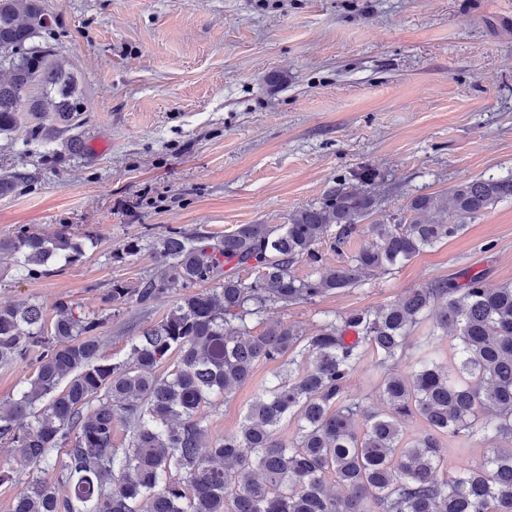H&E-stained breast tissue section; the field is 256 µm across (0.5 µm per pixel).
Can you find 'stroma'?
<instances>
[{
	"label": "stroma",
	"instance_id": "stroma-1",
	"mask_svg": "<svg viewBox=\"0 0 512 512\" xmlns=\"http://www.w3.org/2000/svg\"><path fill=\"white\" fill-rule=\"evenodd\" d=\"M49 46L77 76L78 128L52 149L0 136V239L61 225L97 244L51 277L0 275V305L29 300L101 319L99 354L124 360L167 302L113 312L114 282L154 273L152 249L113 260L133 236L172 229L221 237L287 223L363 167L377 173L379 220L423 193L512 174V0H41ZM78 139L79 151L66 141ZM512 283V201L389 274L273 309L311 335L324 319L397 301L464 271ZM273 364L210 408L211 433L239 429Z\"/></svg>",
	"mask_w": 512,
	"mask_h": 512
}]
</instances>
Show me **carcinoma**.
I'll return each instance as SVG.
<instances>
[{
  "label": "carcinoma",
  "mask_w": 512,
  "mask_h": 512,
  "mask_svg": "<svg viewBox=\"0 0 512 512\" xmlns=\"http://www.w3.org/2000/svg\"><path fill=\"white\" fill-rule=\"evenodd\" d=\"M46 28L40 0H0V67L9 73L0 81V135L25 125L31 139L51 141L59 126L78 123L72 72L35 43ZM376 178L359 169L353 183L292 211L286 224H240L216 240L160 236L153 249L163 267L133 286L112 284L107 300L147 306L175 285L191 292L143 328L122 361L99 360L96 318L63 309L48 323L36 303L0 306V363L33 368L16 397L0 403V445L14 449L16 475H29L13 512H512V283L488 288L482 272L433 280L394 304L327 319L311 336L264 318L350 288L365 271L388 274L512 200V175L489 176L448 196L418 195L409 215L366 226L379 204ZM364 229L369 241L346 255ZM90 241L66 226L51 239L23 229L0 239V272L47 277L82 258ZM325 242L343 264L296 276L298 262L320 263ZM143 248L135 236L113 257ZM246 270L253 280L241 277ZM200 284L208 288L192 291ZM422 325L426 334L412 335ZM367 350L382 410L346 395ZM277 362L239 430L206 443L203 409L229 398L256 365ZM291 418L297 431L288 439L281 431ZM405 418L423 430L404 433ZM447 441L461 444L451 468ZM485 444L482 460L466 458L465 446ZM49 469L55 484L37 476Z\"/></svg>",
  "instance_id": "obj_1"
}]
</instances>
